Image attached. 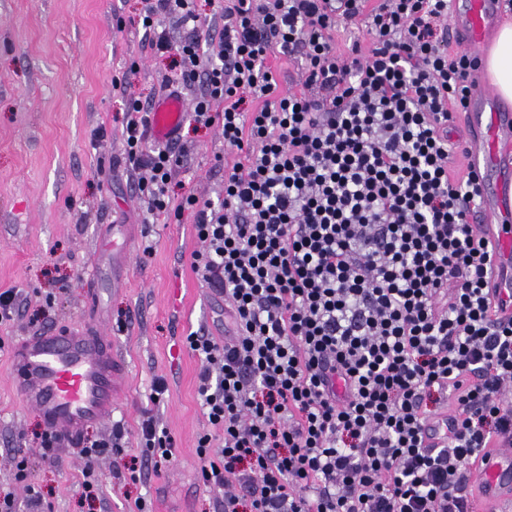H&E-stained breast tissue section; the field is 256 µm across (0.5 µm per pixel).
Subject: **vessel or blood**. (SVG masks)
Instances as JSON below:
<instances>
[{
	"instance_id": "vessel-or-blood-1",
	"label": "vessel or blood",
	"mask_w": 512,
	"mask_h": 512,
	"mask_svg": "<svg viewBox=\"0 0 512 512\" xmlns=\"http://www.w3.org/2000/svg\"><path fill=\"white\" fill-rule=\"evenodd\" d=\"M497 15V0H453L449 35L471 55H479ZM187 112L178 95L160 99L151 114L154 140L167 142ZM467 120L473 130L467 151L481 182L479 208L484 231L497 246V260L512 268V204L506 185L489 178L512 155V113L499 109L486 89L471 103ZM15 384L23 403L34 407L47 428L62 439L75 438L91 422L112 418L122 363L104 337L87 332L36 336L21 342L14 355ZM474 487L492 512L512 504V454L493 448L480 456Z\"/></svg>"
}]
</instances>
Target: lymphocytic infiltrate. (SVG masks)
I'll use <instances>...</instances> for the list:
<instances>
[{"instance_id": "1", "label": "lymphocytic infiltrate", "mask_w": 512, "mask_h": 512, "mask_svg": "<svg viewBox=\"0 0 512 512\" xmlns=\"http://www.w3.org/2000/svg\"><path fill=\"white\" fill-rule=\"evenodd\" d=\"M143 2L152 46L178 52L166 89L202 80L191 122L243 156L222 204L173 203L180 157L150 145L152 104L127 100L134 191L153 217L193 212L192 267L235 323L184 340L212 427L203 483L223 512H474L478 449L512 447V316L492 313L495 251L470 222L481 186L453 168L478 61L448 52V0H225L218 35L176 47L159 19L197 26L195 0ZM360 17L368 48L337 50ZM273 54L301 58L302 91L281 90ZM437 408L448 435L431 447ZM139 443L154 468L174 462L153 419ZM118 446L82 440L80 503Z\"/></svg>"}]
</instances>
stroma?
Here are the masks:
<instances>
[{
	"label": "stroma",
	"mask_w": 512,
	"mask_h": 512,
	"mask_svg": "<svg viewBox=\"0 0 512 512\" xmlns=\"http://www.w3.org/2000/svg\"><path fill=\"white\" fill-rule=\"evenodd\" d=\"M141 8V0H0V291L24 297L0 325V488L20 512L31 484L43 512H133L139 500L144 512H219L196 452L211 430L197 392L202 364L182 338L223 340L232 315L191 267L201 247L192 215L152 220L131 190L127 95L158 101L177 70L174 57L145 47ZM176 150L175 193L221 202L224 172L238 160L225 152L221 126H183ZM83 328L106 336L126 367L111 421L87 426L91 435L124 433L121 454L98 459L103 482L91 508L79 503L78 442L42 448L44 421L21 401L13 362L28 337ZM159 379L166 392L156 403ZM149 416L172 437L175 462L145 465L136 482L115 479V469L141 459L138 432Z\"/></svg>",
	"instance_id": "obj_1"
}]
</instances>
